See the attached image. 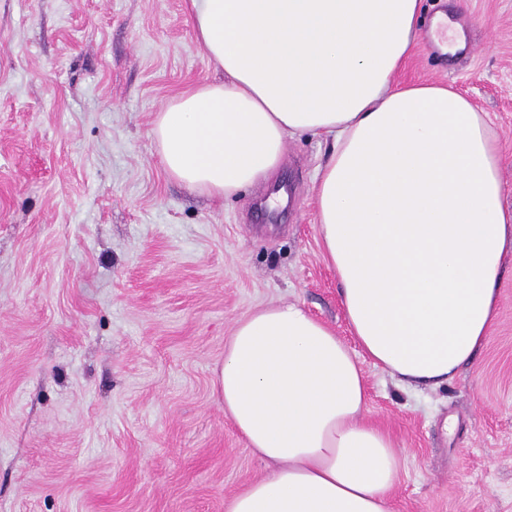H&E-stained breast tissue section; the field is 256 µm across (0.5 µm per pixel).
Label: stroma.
<instances>
[{
  "mask_svg": "<svg viewBox=\"0 0 512 512\" xmlns=\"http://www.w3.org/2000/svg\"><path fill=\"white\" fill-rule=\"evenodd\" d=\"M424 3L393 84L487 114L512 211V0ZM220 77L190 0H0V512H225L269 471L214 389L235 322L298 303L357 350L313 205L330 142L289 139L226 199L166 172L157 113ZM500 284L448 384L361 363L401 460L390 512H512V249Z\"/></svg>",
  "mask_w": 512,
  "mask_h": 512,
  "instance_id": "obj_1",
  "label": "stroma"
}]
</instances>
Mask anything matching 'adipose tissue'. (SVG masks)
Segmentation results:
<instances>
[{
	"instance_id": "ef3b65f1",
	"label": "adipose tissue",
	"mask_w": 512,
	"mask_h": 512,
	"mask_svg": "<svg viewBox=\"0 0 512 512\" xmlns=\"http://www.w3.org/2000/svg\"><path fill=\"white\" fill-rule=\"evenodd\" d=\"M421 12L422 0H191L224 78L173 98L150 135L170 176L226 198L274 173L288 139H331L314 201L349 330L374 365L434 388L498 318L512 213L484 115L442 85H391ZM215 387L274 466L225 512H388L400 458L363 420V370L300 304L237 320Z\"/></svg>"
}]
</instances>
